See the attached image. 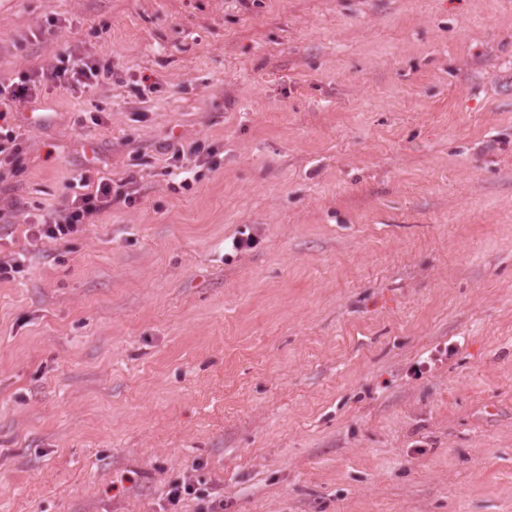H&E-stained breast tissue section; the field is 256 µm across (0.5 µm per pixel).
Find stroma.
I'll use <instances>...</instances> for the list:
<instances>
[{
	"label": "stroma",
	"instance_id": "stroma-1",
	"mask_svg": "<svg viewBox=\"0 0 512 512\" xmlns=\"http://www.w3.org/2000/svg\"><path fill=\"white\" fill-rule=\"evenodd\" d=\"M70 51L111 76L4 123L0 512L185 476L224 512H512V0H0V79ZM84 172L132 203L28 245Z\"/></svg>",
	"mask_w": 512,
	"mask_h": 512
}]
</instances>
